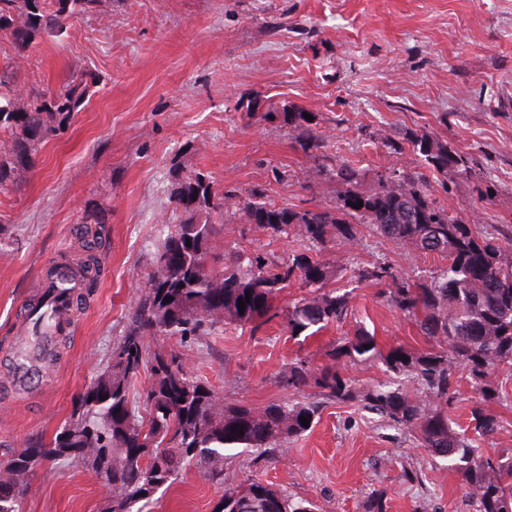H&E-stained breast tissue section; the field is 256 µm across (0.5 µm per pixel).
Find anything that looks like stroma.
Listing matches in <instances>:
<instances>
[{
    "label": "stroma",
    "mask_w": 512,
    "mask_h": 512,
    "mask_svg": "<svg viewBox=\"0 0 512 512\" xmlns=\"http://www.w3.org/2000/svg\"><path fill=\"white\" fill-rule=\"evenodd\" d=\"M16 62L17 101L88 71L99 77L89 105L68 130L42 145L35 168L0 195V459L50 440L71 418L79 394L97 377L146 284L163 225L178 223V175L201 171L233 189L224 201L216 252L270 253L285 259L307 242L298 232L269 236L248 223L250 189L269 201L331 205L338 186L305 154L277 112L312 113L331 151L365 183L406 170L414 157L402 139L425 130L488 172L491 200L476 183L429 176L433 199L479 232L501 229L512 253V0H101L97 14L67 34L37 40L24 59L0 43V65ZM102 222V272L86 304L34 386L2 388L33 303L50 267L85 256L83 225ZM343 284L356 264L388 262L414 279L444 259L379 237L369 227L337 237L317 254ZM350 322L300 341L276 318L258 332L233 324L185 350L186 370L228 402L260 408L287 398L277 375L295 356L311 368L334 365L358 387L384 380L373 363L330 361L327 350L356 323L382 348H424L410 320L365 282ZM485 404L497 431L480 440L490 457L512 453V367L496 369ZM476 391L456 366L448 420L473 432ZM229 483L259 481L318 512H459L460 479L415 438L377 425L359 403H329L320 421L274 454L228 458ZM224 486L198 469L160 490L154 512H215ZM105 481L66 462L30 480L23 512H106Z\"/></svg>",
    "instance_id": "35a3bbf8"
}]
</instances>
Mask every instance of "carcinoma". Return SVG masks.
I'll list each match as a JSON object with an SVG mask.
<instances>
[{
	"label": "carcinoma",
	"instance_id": "obj_1",
	"mask_svg": "<svg viewBox=\"0 0 512 512\" xmlns=\"http://www.w3.org/2000/svg\"><path fill=\"white\" fill-rule=\"evenodd\" d=\"M100 0H0V39L15 53L28 52L41 37H60L79 18L98 11ZM13 74L0 70V194L18 185L21 173L34 168L47 140L69 127L99 83L91 73L41 90L18 103L7 89ZM282 118L295 131L304 151L324 167H333L339 190L332 206L303 208L275 204L264 189L250 190L249 223L270 234L297 229L320 251L336 237H352L359 226L409 246L422 254L447 259L443 268L418 281L398 276L386 263L353 268L346 288H332L335 271L305 253L288 261H273L259 253L213 255L216 219L224 218V194L209 175L184 176L174 191L183 219L165 230L154 251L145 288L122 334L113 341L106 366L82 392L73 420L49 442L22 448L0 462V512H20L30 478L46 463L68 461L96 473L112 491L110 512H151L155 495L183 478L192 467L211 481L226 482L224 462L230 452L274 451L309 431L325 404L355 400L381 421L414 434L420 447L457 474L472 512H506L512 508V457L492 459L476 439L455 432L448 408H431L411 398L403 387L415 381L425 395L448 399L450 359L468 367L478 386L474 402L475 430L488 436L498 420L483 412L491 396L488 377L501 364L512 365V256L500 250L495 233L477 234L458 215L437 205L426 175L417 169L381 176L363 184L359 171L328 154L316 124L301 112ZM403 140L425 169L482 184L486 173L469 165L466 156L448 148L427 132L407 130ZM363 203L356 209L354 205ZM210 261L209 270L202 268ZM80 284L92 288L99 276L94 256L74 269ZM299 279L309 294L288 307L291 336L308 339L352 315L353 290L358 283H389L387 303L413 319L428 348L410 352L401 346L382 350L376 336L360 325L330 351L351 364L377 363L386 379L358 389L331 368L313 372L296 359L279 375L285 391L302 395L288 402H271L261 409L226 403L202 380L185 371V348L202 344L226 324L246 326L278 315L275 301L288 284ZM171 301H165V298ZM249 299L245 310L238 300ZM173 339L168 352L153 351L147 338ZM408 360H403V357ZM150 383L130 400L131 387L143 372ZM106 400H100V397ZM309 426L301 424L300 417ZM217 512H316V505L296 500L280 489L259 482L224 489Z\"/></svg>",
	"mask_w": 512,
	"mask_h": 512
}]
</instances>
